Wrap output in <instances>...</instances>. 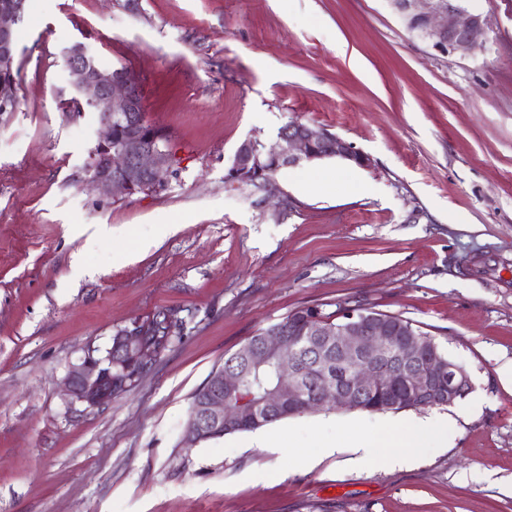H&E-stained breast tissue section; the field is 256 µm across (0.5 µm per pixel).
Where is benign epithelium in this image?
Returning a JSON list of instances; mask_svg holds the SVG:
<instances>
[{
  "mask_svg": "<svg viewBox=\"0 0 512 512\" xmlns=\"http://www.w3.org/2000/svg\"><path fill=\"white\" fill-rule=\"evenodd\" d=\"M392 9L432 47L441 52L467 55L473 51L484 30L481 15L468 11L461 0H388ZM24 0L0 3V72L10 73L16 61L12 44L14 30L23 12ZM69 59L68 84L76 98L98 114L99 145L106 150L101 161L90 169L91 189L118 201L145 185H163L174 156L163 138L148 131L138 114L141 87L137 79L124 73L91 69L84 61L86 48L75 43L64 50ZM127 125L130 133L112 144V128ZM339 158L367 168L370 158L353 144L328 130L301 122L283 128L275 145L268 147L256 137H248L237 147L225 180H251L327 158ZM147 326L133 322L113 337L105 358L92 359L71 380L73 395L91 408L101 400L104 368L121 366L135 373L128 378L129 390L161 352L140 342ZM314 340L308 359L298 355L303 338ZM273 363L279 385L261 400L267 416L284 405L290 411L306 413L332 409H359L373 391L383 392L380 408L400 411L410 408L411 394L424 403L450 406L472 388L465 368L442 361L436 345L415 334L403 322L389 316L364 313L354 308L344 311L338 324L303 315L268 327L264 334L234 354V363L215 371L200 392L185 429L187 440L199 442L240 426L256 409L253 395L245 393L240 367L259 370Z\"/></svg>",
  "mask_w": 512,
  "mask_h": 512,
  "instance_id": "7a95c632",
  "label": "benign epithelium"
}]
</instances>
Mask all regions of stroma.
Masks as SVG:
<instances>
[{"label":"stroma","mask_w":512,"mask_h":512,"mask_svg":"<svg viewBox=\"0 0 512 512\" xmlns=\"http://www.w3.org/2000/svg\"><path fill=\"white\" fill-rule=\"evenodd\" d=\"M442 54L388 0H31L19 105L0 116V512H512V0ZM139 79L178 162L165 190L85 185L94 112L73 119L63 48ZM291 121L370 156L272 188L229 185L238 145ZM108 232L95 236L99 225ZM364 303L409 319L472 388L451 406L284 419L299 454L191 443L194 394L290 311ZM169 310L173 342L99 408L69 380L120 329ZM448 418L415 465L323 455L339 423Z\"/></svg>","instance_id":"obj_1"}]
</instances>
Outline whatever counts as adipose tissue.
<instances>
[{
	"mask_svg": "<svg viewBox=\"0 0 512 512\" xmlns=\"http://www.w3.org/2000/svg\"><path fill=\"white\" fill-rule=\"evenodd\" d=\"M448 429L445 416L420 419L403 429L393 447H383L381 441L372 435L368 428H360L343 433L335 445L324 447V454L331 455L342 450L350 451L352 462L357 466L377 464L392 466L397 464H414L421 460L427 434L444 436Z\"/></svg>",
	"mask_w": 512,
	"mask_h": 512,
	"instance_id": "1",
	"label": "adipose tissue"
}]
</instances>
